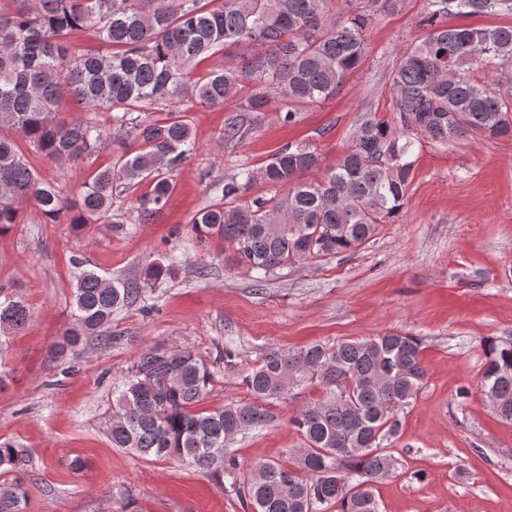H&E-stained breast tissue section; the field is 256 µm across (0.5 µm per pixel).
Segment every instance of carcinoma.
Masks as SVG:
<instances>
[{"mask_svg":"<svg viewBox=\"0 0 512 512\" xmlns=\"http://www.w3.org/2000/svg\"><path fill=\"white\" fill-rule=\"evenodd\" d=\"M0 0V232L20 223L33 204L47 224L80 230L114 224V194L144 181L134 223L149 220L173 191V176L197 149L184 105L237 102L219 140L237 148L276 112L286 124L299 106L336 96L368 53L367 31L396 0ZM512 15V0H429L419 21L426 35L410 43L390 73V117L366 118L338 162L321 179V154L288 142L259 168L242 167L213 187L221 198L190 219L202 241L218 237L233 260L264 283L297 262L334 256L371 239L404 207L414 179L419 136L452 143L469 135L512 140V98L478 85L472 71L494 62L512 71V24L446 26L448 15ZM90 29L112 47L102 54L71 40ZM234 51V62L204 78V60ZM86 115L58 119L64 97ZM167 112L152 120L149 112ZM111 114L105 127L98 112ZM12 131L33 151L63 164L89 163L109 143L112 163L93 168L73 201L36 171ZM262 182L270 197L252 196ZM71 325L54 354L75 355L86 341L103 342L112 315L142 290L178 272L175 255L144 264L134 280H112L80 262ZM30 319L23 301L0 288V335ZM480 391L492 411L512 423V340L482 342ZM419 338L387 331L361 340L270 350L243 379L249 399L211 412L196 410L213 376L192 350H149L115 389L112 446L142 456H175L212 474L236 469L226 448L237 436L272 419L269 405L316 384L322 397L290 418L302 440L293 468L257 461L234 486L251 512H381L374 485L394 474L390 446L399 414L425 383ZM27 453L0 443V470L24 472ZM26 484L0 487V512H24Z\"/></svg>","mask_w":512,"mask_h":512,"instance_id":"obj_1","label":"carcinoma"}]
</instances>
